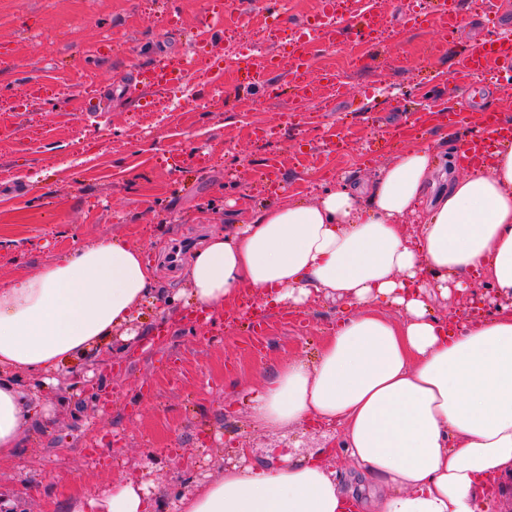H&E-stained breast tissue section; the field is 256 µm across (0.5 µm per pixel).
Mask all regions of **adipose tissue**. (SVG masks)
I'll use <instances>...</instances> for the list:
<instances>
[{"label": "adipose tissue", "instance_id": "ef3b65f1", "mask_svg": "<svg viewBox=\"0 0 512 512\" xmlns=\"http://www.w3.org/2000/svg\"><path fill=\"white\" fill-rule=\"evenodd\" d=\"M463 174L418 212L434 157L416 146L376 180H341L316 201L284 199L216 231L185 268L181 295L215 314L245 291L290 307L310 299L350 308L313 362L290 359L248 390L261 429L312 418L344 428L354 468L393 492L378 512H481L487 477L512 493V147ZM493 288V310L449 332L433 296ZM160 290L138 248L103 236L22 279L0 281V467L13 464L38 415L31 388L55 385L66 363L121 335ZM399 309L393 323L381 306ZM356 497L315 457L234 465L192 484L178 512H349ZM102 512H158L133 480Z\"/></svg>", "mask_w": 512, "mask_h": 512}]
</instances>
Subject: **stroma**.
<instances>
[{"label":"stroma","instance_id":"obj_1","mask_svg":"<svg viewBox=\"0 0 512 512\" xmlns=\"http://www.w3.org/2000/svg\"><path fill=\"white\" fill-rule=\"evenodd\" d=\"M372 3L383 23L371 43L345 38L304 75L314 83L341 70V99L300 109L287 66L254 94L247 69L227 71L216 94L208 74L224 43L199 48L193 34L202 24L223 30L232 13L240 31L277 52L315 0L269 12V33L251 26L256 0H0V280L29 276L106 235L140 247L173 295L186 286L181 268L191 250L212 231L283 198L314 201L341 178L373 181L402 148L430 147L436 180L458 177L444 119L456 108L457 58L487 28L451 36L427 23L411 29L406 19L431 0ZM185 58L196 63L182 102L192 112L186 131L153 108L154 90L126 94L132 71ZM471 97L460 134L489 110L512 121V78L496 68L473 80ZM169 312L159 299L144 304L133 326L144 341L138 350L104 345L98 364H68L72 373L94 368L111 384L107 411L67 383L39 392L40 416L15 467L0 469L1 494L23 496L24 512H43L47 499L58 512H100L89 499L105 498L128 475L145 476L150 496L171 501L195 472L217 477L226 450L247 449V464L270 466L322 447L331 448L325 462L345 485L385 493L381 481L351 468L341 426L258 429L242 392L285 360L314 361L342 303L265 309L259 337L247 315L235 314L214 327L170 324L154 343Z\"/></svg>","mask_w":512,"mask_h":512}]
</instances>
